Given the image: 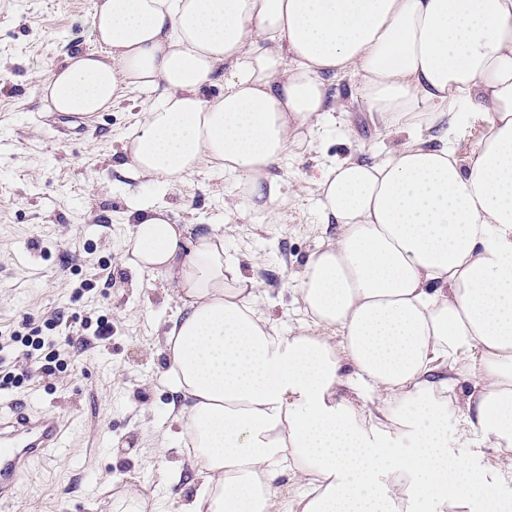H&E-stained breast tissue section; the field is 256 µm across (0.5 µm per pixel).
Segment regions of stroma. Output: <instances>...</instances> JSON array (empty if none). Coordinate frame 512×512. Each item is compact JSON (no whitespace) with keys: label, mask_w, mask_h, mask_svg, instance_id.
<instances>
[{"label":"stroma","mask_w":512,"mask_h":512,"mask_svg":"<svg viewBox=\"0 0 512 512\" xmlns=\"http://www.w3.org/2000/svg\"><path fill=\"white\" fill-rule=\"evenodd\" d=\"M95 3L0 0V335L59 317L54 350L66 364L48 376L31 370L23 346L10 357L29 373L11 397L56 412L65 446L34 465L0 512H102L130 489L158 502L195 490L188 467L181 482L162 484L183 456L153 450L174 399L161 333L179 301L163 278L134 274L119 260L132 205H162L174 224L229 226L227 252L254 253L270 317L293 328L303 317L293 289L325 239L312 179L321 164L369 156L378 142V118L357 82L339 77L329 82L341 106L334 122L305 129L277 171L290 201L276 223L259 211L225 210L236 182L220 169L201 167L166 193L126 179L124 139L147 93L130 90L108 110L75 117L55 111L43 90L67 56L104 53L91 31ZM101 315L112 322L104 341L81 325Z\"/></svg>","instance_id":"35a3bbf8"}]
</instances>
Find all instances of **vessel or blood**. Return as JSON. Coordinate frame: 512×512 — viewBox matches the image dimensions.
<instances>
[{
  "mask_svg": "<svg viewBox=\"0 0 512 512\" xmlns=\"http://www.w3.org/2000/svg\"><path fill=\"white\" fill-rule=\"evenodd\" d=\"M62 445L54 411L0 410V504L12 500L31 468Z\"/></svg>",
  "mask_w": 512,
  "mask_h": 512,
  "instance_id": "1",
  "label": "vessel or blood"
}]
</instances>
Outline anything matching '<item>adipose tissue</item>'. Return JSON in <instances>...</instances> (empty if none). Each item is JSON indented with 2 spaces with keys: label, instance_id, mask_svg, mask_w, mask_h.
Returning <instances> with one entry per match:
<instances>
[{
  "label": "adipose tissue",
  "instance_id": "ef3b65f1",
  "mask_svg": "<svg viewBox=\"0 0 512 512\" xmlns=\"http://www.w3.org/2000/svg\"><path fill=\"white\" fill-rule=\"evenodd\" d=\"M91 29L107 55L68 57L44 90L70 115L150 92L123 145L130 180L170 190L217 167L237 182L229 208L276 221L273 169L326 118L331 76L356 75L381 134L408 136L315 178L337 231L301 273L288 332L223 225L130 212L123 265L180 302L163 340L182 404L153 446L179 442L199 483L174 512H512V472L455 452L477 434L512 451V0H98ZM474 112L487 127L464 165L450 137Z\"/></svg>",
  "mask_w": 512,
  "mask_h": 512
}]
</instances>
